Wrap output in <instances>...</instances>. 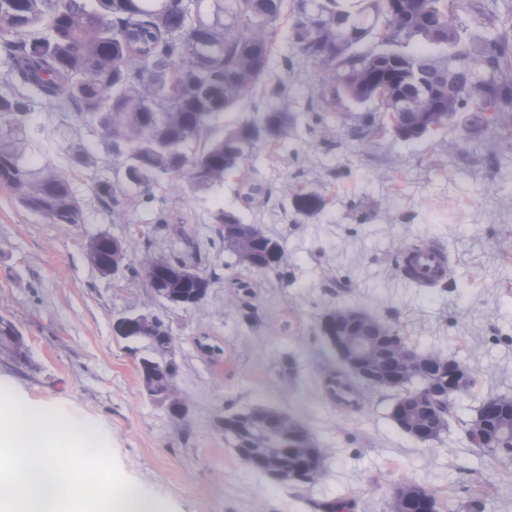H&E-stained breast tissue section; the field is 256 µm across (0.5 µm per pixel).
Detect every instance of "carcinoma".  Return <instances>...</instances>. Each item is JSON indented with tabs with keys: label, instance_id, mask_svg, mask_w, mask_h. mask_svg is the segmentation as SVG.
<instances>
[{
	"label": "carcinoma",
	"instance_id": "1",
	"mask_svg": "<svg viewBox=\"0 0 512 512\" xmlns=\"http://www.w3.org/2000/svg\"><path fill=\"white\" fill-rule=\"evenodd\" d=\"M285 19L296 52L318 68L319 106L376 104L354 127L367 143L388 132L420 139L461 112L470 113L475 129L512 127V44L500 35L464 39L455 0H0V59L12 82L100 131L116 171L98 183V196L117 219L131 194L150 202L163 182L208 191L236 175L238 195L250 202L264 188L247 167L258 148L280 143L292 121L287 87L270 68ZM450 56L459 100L448 98ZM384 84L395 91L390 103L376 100ZM258 95L275 106L224 126V113ZM27 116L26 97L0 95V186L52 224L82 223L69 175L31 163ZM325 206L315 193L294 197L304 216ZM215 235L248 268L284 264L278 243L233 210H218ZM111 242L106 234L92 238L91 260L154 292L165 289L176 303L196 298L216 278L214 269L176 251L158 261L184 275L162 278L152 273L155 261L129 264L124 248L108 249ZM144 320L156 348L172 353L175 340L163 320ZM0 348L18 367L30 364L22 335L2 316ZM139 372L146 392L184 405L176 363L154 377ZM223 421L243 427L237 436L224 429L231 448L269 465L291 468L301 457L320 456L316 443L286 429L289 418L274 407L230 410Z\"/></svg>",
	"mask_w": 512,
	"mask_h": 512
}]
</instances>
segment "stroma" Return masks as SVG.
<instances>
[{
	"label": "stroma",
	"mask_w": 512,
	"mask_h": 512,
	"mask_svg": "<svg viewBox=\"0 0 512 512\" xmlns=\"http://www.w3.org/2000/svg\"><path fill=\"white\" fill-rule=\"evenodd\" d=\"M284 81L295 123L251 167L264 198L242 207L231 178L205 193L176 194L163 183L153 204L131 202L119 223L96 191L112 175L111 156L100 148L88 165L68 168L71 144L93 139L92 129L31 97L28 123L41 142L34 162L69 169L83 221L48 223L0 187V314L15 322L31 360L19 369L0 355V378L90 424L134 487L170 512H321L334 500L349 502V512H391L393 489L408 481L435 492L439 512H512V465L465 435L484 400L512 397V137L492 126L473 135L460 119L419 140L389 134L368 144L352 134L363 106L311 109L314 65L296 64ZM301 190L326 207L297 213ZM171 205L188 214L189 241L147 235L158 208ZM222 208L277 240L283 268L235 264L211 231ZM98 234L123 242L134 264L179 250L219 277L198 306H171L142 282L102 277L87 252ZM417 241L447 252L445 284L422 288L402 275L399 252ZM237 279L251 295L234 288ZM350 307L394 324L417 350L459 360L475 378L433 443L395 424L392 391L359 386L353 407L326 395L323 377L338 362L320 324ZM131 313L169 326L185 419L147 398L138 372L146 342L114 335L115 319ZM202 333L223 345L219 361L198 350ZM258 403L312 433L324 460L316 482L271 480L216 430L225 410Z\"/></svg>",
	"instance_id": "1"
}]
</instances>
